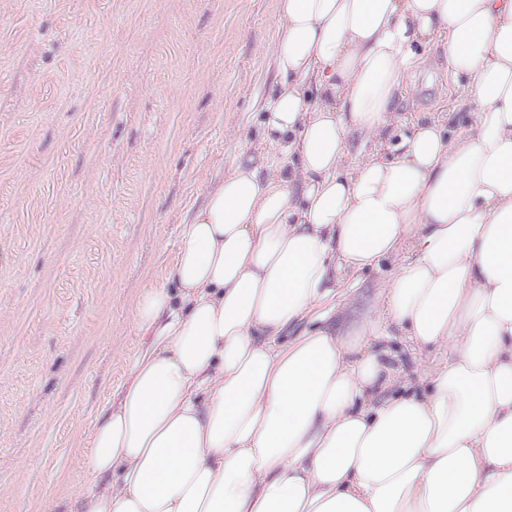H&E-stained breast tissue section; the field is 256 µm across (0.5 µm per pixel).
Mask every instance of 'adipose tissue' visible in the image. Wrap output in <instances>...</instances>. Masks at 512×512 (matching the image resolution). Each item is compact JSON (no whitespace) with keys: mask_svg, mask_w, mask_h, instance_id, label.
<instances>
[{"mask_svg":"<svg viewBox=\"0 0 512 512\" xmlns=\"http://www.w3.org/2000/svg\"><path fill=\"white\" fill-rule=\"evenodd\" d=\"M276 27L268 145L139 292L150 342L64 512H512V0H277ZM431 46L473 120L392 144ZM390 257L352 337L297 332ZM397 334L448 348L421 389L393 390Z\"/></svg>","mask_w":512,"mask_h":512,"instance_id":"ef3b65f1","label":"adipose tissue"}]
</instances>
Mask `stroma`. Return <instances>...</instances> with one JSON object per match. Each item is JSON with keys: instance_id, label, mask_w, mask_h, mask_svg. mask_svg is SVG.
Returning a JSON list of instances; mask_svg holds the SVG:
<instances>
[{"instance_id": "obj_1", "label": "stroma", "mask_w": 512, "mask_h": 512, "mask_svg": "<svg viewBox=\"0 0 512 512\" xmlns=\"http://www.w3.org/2000/svg\"><path fill=\"white\" fill-rule=\"evenodd\" d=\"M276 0H0V512H62L84 447L143 342L134 300L181 221L264 136ZM429 50L415 112L454 110ZM396 260L337 293L344 332Z\"/></svg>"}]
</instances>
